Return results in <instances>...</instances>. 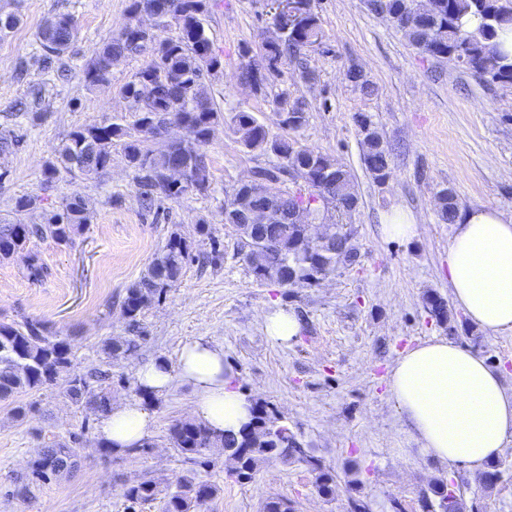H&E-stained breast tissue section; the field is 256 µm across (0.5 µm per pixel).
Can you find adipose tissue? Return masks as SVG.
I'll return each instance as SVG.
<instances>
[{
	"instance_id": "ef3b65f1",
	"label": "adipose tissue",
	"mask_w": 512,
	"mask_h": 512,
	"mask_svg": "<svg viewBox=\"0 0 512 512\" xmlns=\"http://www.w3.org/2000/svg\"><path fill=\"white\" fill-rule=\"evenodd\" d=\"M448 283L471 322L512 332V215L471 209L457 221L448 246ZM192 386L191 414L215 434L235 433L252 415L253 402L233 388L223 346L200 337L186 343L176 366L151 361L137 371L146 393L162 396L173 380ZM389 390L410 434L428 456L482 469L512 440V392L485 358L443 339L420 344L394 363ZM152 414L140 400L113 404L97 433L115 451L148 436Z\"/></svg>"
}]
</instances>
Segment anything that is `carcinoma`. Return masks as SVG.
Returning <instances> with one entry per match:
<instances>
[{
	"instance_id": "carcinoma-1",
	"label": "carcinoma",
	"mask_w": 512,
	"mask_h": 512,
	"mask_svg": "<svg viewBox=\"0 0 512 512\" xmlns=\"http://www.w3.org/2000/svg\"><path fill=\"white\" fill-rule=\"evenodd\" d=\"M154 9L165 18L159 31L140 29L138 15ZM209 0H131L129 20L111 39L103 42L84 65L89 86L108 84L112 66L129 56L147 54L150 59L119 89V95L134 113V122L126 125L111 122L78 126L54 159L44 168V182L54 183L61 171L79 172L87 178L103 174L112 162V146H122L124 160L133 174L134 184L145 208L151 209L167 200L189 194H203L210 187L209 168L203 152L212 126L223 118L215 108L206 88V76L221 66L213 50L205 25ZM378 14L403 20L411 16L414 24L403 29L419 53L440 62H451L483 85H512V59L498 49L499 31L512 27L503 0H380ZM174 27L175 38H163L160 31ZM44 61L48 64L70 52L76 38L72 18L62 16L46 22L38 32ZM323 38L320 18L310 8L299 28L291 29L279 41L264 47L256 59L248 44L240 48L244 59L240 80L262 91L283 76L281 65L291 63L301 79L313 80L305 56L309 43ZM346 78L353 89L368 92L370 83L357 67L347 68ZM274 106L283 111L282 125L297 132L308 122V105L288 98L283 90L273 98ZM355 121L362 135V162L373 179L382 184L389 175L392 149L386 144L371 119L360 113ZM175 124L183 137L166 136L167 125ZM231 124L238 143L246 151L256 149L270 154L277 163L256 172L255 181L279 182L281 177L298 174L310 192H280L271 201L254 192L253 185L243 183L224 201V223L232 226L239 237V253L249 263L255 278L281 287L297 283L313 285L319 275H331L359 259L353 243L352 225L340 219L351 215L358 206V196L350 171L340 161L301 145L294 138L274 136L254 113L240 110L231 113ZM35 201L28 196L15 198L14 219L0 220V262L24 251L32 239H50L69 245L91 223L92 203L82 196L65 198L42 224H27L22 214ZM275 207L281 212L276 237L264 240L263 224H247L241 215L248 211ZM456 194L443 189L438 193V216L445 224L459 217ZM323 224L322 238L309 235V223ZM220 242L211 239V251L199 256L176 232L155 255L141 278L126 291L123 315L131 335L104 342L103 353L112 359L137 348L142 338L141 318L152 304L180 280L186 267L195 261L212 263L220 256ZM429 312L441 323H451L448 303L442 297H427ZM73 366L69 337L49 329L38 319L21 323L0 322V399L21 392L40 391ZM108 379V373H74L68 381L67 394L95 413L111 408L107 388L93 383ZM169 439L186 458L198 462L212 448L222 449L227 473L239 480H250L270 460L299 458L295 449L302 447L297 436L266 406L255 407L253 421L237 434L214 435L194 420L175 422ZM80 439L59 442L46 448L32 463V475L46 478L73 469L79 457ZM316 488L325 496L336 493V472L315 465ZM218 487L196 477L181 475L163 486L154 478H143L126 486L123 496L132 504L162 503V512H199ZM441 512H462L463 503L444 482L433 486Z\"/></svg>"
}]
</instances>
